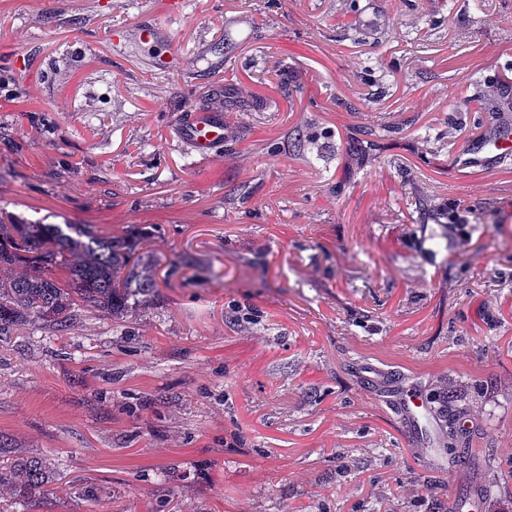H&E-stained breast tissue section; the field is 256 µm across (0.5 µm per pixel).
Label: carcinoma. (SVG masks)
<instances>
[{"label": "carcinoma", "instance_id": "1", "mask_svg": "<svg viewBox=\"0 0 512 512\" xmlns=\"http://www.w3.org/2000/svg\"><path fill=\"white\" fill-rule=\"evenodd\" d=\"M150 239L140 229L112 236L85 224H19L0 208V335L23 325L62 334L84 313L118 318L151 301L158 283ZM437 402L442 441L457 466L467 468L469 449L457 448L459 418L450 397ZM0 456V493L20 504L47 492L52 469L44 457L11 455L1 435Z\"/></svg>", "mask_w": 512, "mask_h": 512}]
</instances>
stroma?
Here are the masks:
<instances>
[{
  "label": "stroma",
  "instance_id": "stroma-1",
  "mask_svg": "<svg viewBox=\"0 0 512 512\" xmlns=\"http://www.w3.org/2000/svg\"><path fill=\"white\" fill-rule=\"evenodd\" d=\"M0 0V208L151 231L159 294L0 335L30 512H512V0ZM150 23L164 36L131 39ZM223 110L207 157L174 136ZM451 396L456 467L365 375ZM512 151V130L501 127L491 138L477 147H468L452 161L455 168L462 171H480Z\"/></svg>",
  "mask_w": 512,
  "mask_h": 512
}]
</instances>
